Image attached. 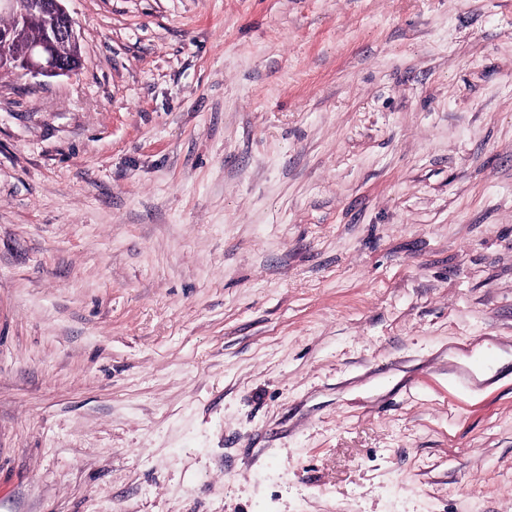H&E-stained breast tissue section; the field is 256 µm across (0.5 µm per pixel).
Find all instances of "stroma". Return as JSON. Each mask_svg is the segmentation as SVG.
Listing matches in <instances>:
<instances>
[{
  "instance_id": "35a3bbf8",
  "label": "stroma",
  "mask_w": 512,
  "mask_h": 512,
  "mask_svg": "<svg viewBox=\"0 0 512 512\" xmlns=\"http://www.w3.org/2000/svg\"><path fill=\"white\" fill-rule=\"evenodd\" d=\"M0 72V512H512V0H67ZM66 1L0 0V16H7L12 22V25L10 21L0 22V27H4L0 28V71L44 77L76 74L80 66L64 60L58 53L62 42H78L73 19L64 5ZM33 15L43 16L45 20ZM33 38L23 54L15 53L23 52Z\"/></svg>"
}]
</instances>
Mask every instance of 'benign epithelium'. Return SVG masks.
Listing matches in <instances>:
<instances>
[{"label": "benign epithelium", "instance_id": "benign-epithelium-1", "mask_svg": "<svg viewBox=\"0 0 512 512\" xmlns=\"http://www.w3.org/2000/svg\"><path fill=\"white\" fill-rule=\"evenodd\" d=\"M64 2L66 0H0V16H7L12 22L10 27L0 28V71L44 77L76 74L79 66L64 60L58 53L61 43L78 41ZM33 15L44 17L45 27L19 55L14 51V42Z\"/></svg>", "mask_w": 512, "mask_h": 512}]
</instances>
